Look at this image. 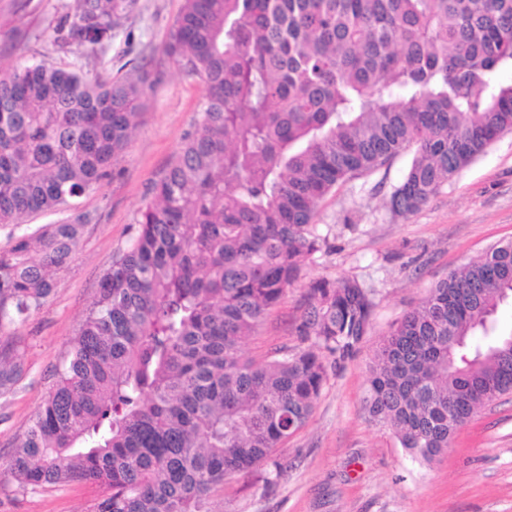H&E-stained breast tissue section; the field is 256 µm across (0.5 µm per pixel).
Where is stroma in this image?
Listing matches in <instances>:
<instances>
[{"label":"stroma","instance_id":"35a3bbf8","mask_svg":"<svg viewBox=\"0 0 512 512\" xmlns=\"http://www.w3.org/2000/svg\"><path fill=\"white\" fill-rule=\"evenodd\" d=\"M69 0H0V68L32 58L82 68L107 79L136 65L147 95L130 141L101 186L83 196L93 217L80 246L55 278L46 305L12 325L23 374L0 399V462L8 461L43 406L112 259L131 243L140 209L192 131L206 91L166 52L183 0H135L98 59L57 52L50 24ZM414 152L337 186L324 200L317 230L326 239L280 302L241 343L262 362L306 348L297 326L318 279L353 278L374 303L367 335L351 358L329 368L306 424L265 462L228 479L213 512H512V393L493 401L456 432L432 463L400 447L392 429L365 409L368 368L384 335L449 272L512 240V133L414 213L390 198ZM98 487L78 483L23 491L0 480V512H91Z\"/></svg>","mask_w":512,"mask_h":512}]
</instances>
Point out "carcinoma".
I'll return each instance as SVG.
<instances>
[{
	"label": "carcinoma",
	"instance_id": "obj_1",
	"mask_svg": "<svg viewBox=\"0 0 512 512\" xmlns=\"http://www.w3.org/2000/svg\"><path fill=\"white\" fill-rule=\"evenodd\" d=\"M133 0H75L60 51L112 42ZM169 55L206 90L197 122L112 261L53 389L0 474L24 490L91 483V512H212L224 481L300 429L373 302L319 279L298 336L265 363L241 341L326 244L335 187L415 148L409 215L512 133V0H184ZM145 78L89 80L49 60L0 70V396L20 375L8 328L38 312L96 189L126 148ZM39 212L65 213L25 227ZM512 241L437 282L382 339L366 409L430 461L512 391Z\"/></svg>",
	"mask_w": 512,
	"mask_h": 512
}]
</instances>
